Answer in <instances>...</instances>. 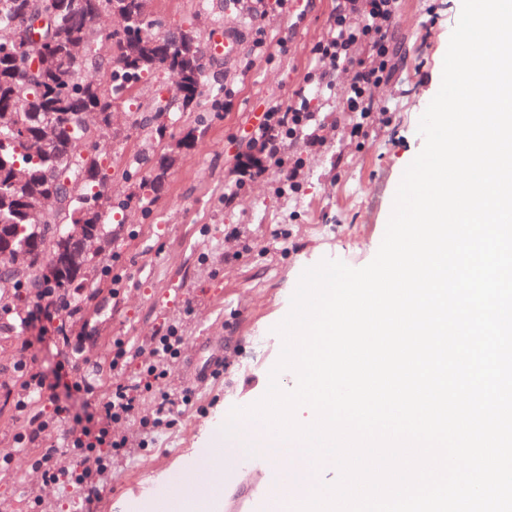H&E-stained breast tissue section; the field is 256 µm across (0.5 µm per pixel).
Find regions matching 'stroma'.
I'll use <instances>...</instances> for the list:
<instances>
[{
  "mask_svg": "<svg viewBox=\"0 0 512 512\" xmlns=\"http://www.w3.org/2000/svg\"><path fill=\"white\" fill-rule=\"evenodd\" d=\"M336 0H150L149 14L170 24L192 22L202 36L229 27L244 45L228 60L217 59L204 83L202 106L173 112L165 119L159 147L171 162L158 188L141 177H127L144 134L133 110L116 112L114 136L105 150L112 165V212L107 236L98 242L95 281L104 269L120 278L121 295L109 290L82 292L83 313L68 321L79 338L81 358L105 360L116 337L135 340L161 329L165 319L182 318L186 349L199 361L219 356L220 376L195 383L185 367L166 383L170 393L193 391L176 426L155 434L147 447L116 465L96 512H165L184 497L185 512H285L270 491L279 476L270 461L246 451L244 443L225 445L235 463L217 504L205 499L206 485L173 488L172 473L193 472L208 440L233 408L246 407L267 390L269 371L282 341L274 327L288 313L290 298L305 268L332 259L361 268L382 242L393 199L406 167L424 145L419 119L437 94L443 59L461 13L462 0H399L394 27V72L376 89L377 104L366 137L352 138L351 117L341 99L320 102L316 132L321 144L285 142L284 157L301 158L298 191L277 194L273 180L243 183L233 204L225 185L238 180L250 152L249 134L267 104L288 108L312 66L311 47L326 38ZM283 43L274 55L255 43ZM228 93L212 109L216 84ZM191 148H177L186 132ZM238 226L243 250L225 243L224 227ZM44 322L13 324L0 334V449L13 445L17 391L13 373L22 342H30L36 366L55 382L72 413L84 414L83 401L56 383L64 352L41 339ZM59 512H80L77 493L59 484L44 486L26 458L0 470V512H26L30 489Z\"/></svg>",
  "mask_w": 512,
  "mask_h": 512,
  "instance_id": "35a3bbf8",
  "label": "stroma"
}]
</instances>
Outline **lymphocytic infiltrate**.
Returning <instances> with one entry per match:
<instances>
[{"label":"lymphocytic infiltrate","instance_id":"f902f5d3","mask_svg":"<svg viewBox=\"0 0 512 512\" xmlns=\"http://www.w3.org/2000/svg\"><path fill=\"white\" fill-rule=\"evenodd\" d=\"M397 8L398 0H337L329 35L311 50L314 65L304 83L329 91L344 85V104L355 117L353 135L363 134L371 112V92L389 77ZM314 120L306 98L285 111L269 106L249 135L250 145L259 148L265 157L264 163L250 170V178L261 179L277 171L289 189L298 190V167L286 163L281 145L286 139L320 143V136L310 131ZM80 310L79 300L41 288L36 290L35 303L26 317L64 322L79 315ZM113 345L109 370L116 374L132 360H140L143 370L138 382L104 387L86 377L76 359L65 358L64 367L75 376L72 389L94 408L97 423L92 428L74 425L61 442L55 433L66 409L58 404L52 385L36 370L34 356L23 355L15 366L19 383L13 402L18 419L15 447L0 452L1 470L11 466L15 455L24 453L42 484L74 485L84 496L87 512H93L101 497L113 458L129 446L125 424L135 419L145 429L173 427L179 420V404L191 400L187 393L181 400L171 399L159 389L171 364L181 357L184 338L177 325H167L141 345L122 339L114 340ZM149 391L156 394V408L152 416L145 417L140 413V402Z\"/></svg>","mask_w":512,"mask_h":512}]
</instances>
